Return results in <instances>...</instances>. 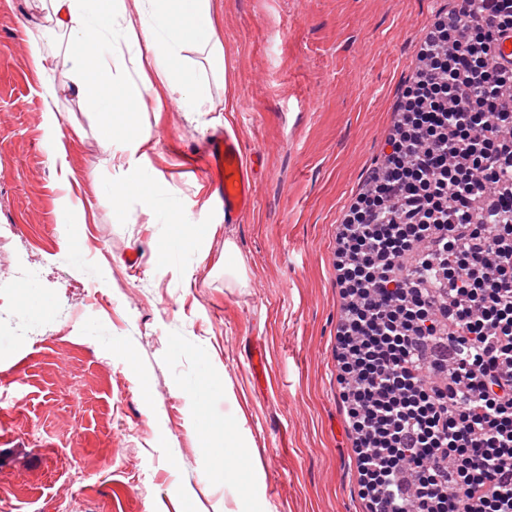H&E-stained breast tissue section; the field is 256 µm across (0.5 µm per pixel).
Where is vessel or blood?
I'll use <instances>...</instances> for the list:
<instances>
[{
  "label": "vessel or blood",
  "instance_id": "obj_1",
  "mask_svg": "<svg viewBox=\"0 0 512 512\" xmlns=\"http://www.w3.org/2000/svg\"><path fill=\"white\" fill-rule=\"evenodd\" d=\"M204 170L218 190L225 219L236 220L253 207L254 172L239 140L227 135L215 142L204 159Z\"/></svg>",
  "mask_w": 512,
  "mask_h": 512
}]
</instances>
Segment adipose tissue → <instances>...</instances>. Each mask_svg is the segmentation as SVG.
I'll return each instance as SVG.
<instances>
[{"label": "adipose tissue", "mask_w": 512, "mask_h": 512, "mask_svg": "<svg viewBox=\"0 0 512 512\" xmlns=\"http://www.w3.org/2000/svg\"><path fill=\"white\" fill-rule=\"evenodd\" d=\"M45 20L31 21L30 58L44 90L45 116L56 143L67 133L56 113L51 61L41 46L63 47L69 97L97 116L104 160L134 180L113 182L112 205L131 196L152 203L162 187L144 163L149 136L143 112L176 109L190 117L211 110L212 95L196 76L207 63L221 85L229 83L224 45L217 36V0H43Z\"/></svg>", "instance_id": "obj_1"}]
</instances>
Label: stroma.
I'll use <instances>...</instances> for the list:
<instances>
[{
  "instance_id": "obj_1",
  "label": "stroma",
  "mask_w": 512,
  "mask_h": 512,
  "mask_svg": "<svg viewBox=\"0 0 512 512\" xmlns=\"http://www.w3.org/2000/svg\"><path fill=\"white\" fill-rule=\"evenodd\" d=\"M452 4L222 0L237 111L217 91L200 120L141 118L180 201L161 223L134 198L113 208L119 173L77 105L57 116L85 137L52 150L26 35L39 10L0 0V229L17 234L0 249V512H366L337 380V228ZM226 132L259 161L233 224L191 171ZM232 445L241 487L220 480Z\"/></svg>"
}]
</instances>
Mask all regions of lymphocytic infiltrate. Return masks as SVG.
Instances as JSON below:
<instances>
[{"label": "lymphocytic infiltrate", "instance_id": "lymphocytic-infiltrate-1", "mask_svg": "<svg viewBox=\"0 0 512 512\" xmlns=\"http://www.w3.org/2000/svg\"><path fill=\"white\" fill-rule=\"evenodd\" d=\"M512 0L426 31L337 236V379L367 512H512Z\"/></svg>", "mask_w": 512, "mask_h": 512}]
</instances>
